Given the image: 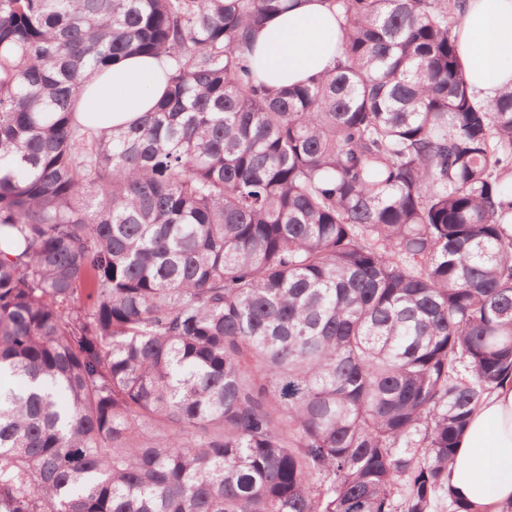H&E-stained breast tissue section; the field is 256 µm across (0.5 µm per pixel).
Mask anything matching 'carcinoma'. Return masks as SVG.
<instances>
[{
    "label": "carcinoma",
    "mask_w": 512,
    "mask_h": 512,
    "mask_svg": "<svg viewBox=\"0 0 512 512\" xmlns=\"http://www.w3.org/2000/svg\"><path fill=\"white\" fill-rule=\"evenodd\" d=\"M289 0H0V512H471L448 486L512 375V87L461 0H325L332 68L273 87ZM168 64L151 112L93 75ZM458 58L484 100L512 85V1L468 0L457 27ZM167 66L145 56H129L86 82L79 110L86 123L116 127L135 121L151 110L164 93ZM103 115L104 123L98 121Z\"/></svg>",
    "instance_id": "obj_1"
}]
</instances>
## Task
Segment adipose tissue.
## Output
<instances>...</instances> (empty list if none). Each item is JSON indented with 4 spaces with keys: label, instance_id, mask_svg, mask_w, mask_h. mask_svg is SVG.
Returning a JSON list of instances; mask_svg holds the SVG:
<instances>
[{
    "label": "adipose tissue",
    "instance_id": "ef3b65f1",
    "mask_svg": "<svg viewBox=\"0 0 512 512\" xmlns=\"http://www.w3.org/2000/svg\"><path fill=\"white\" fill-rule=\"evenodd\" d=\"M458 58L470 88L489 100L512 84V0H467L457 27ZM340 38L326 0H297L256 35V53L269 84L292 85L331 67ZM166 66L129 56L85 84L79 109L86 123L116 127L150 111L164 93ZM448 485L475 512L512 504V381L501 383L473 412L462 432Z\"/></svg>",
    "mask_w": 512,
    "mask_h": 512
}]
</instances>
